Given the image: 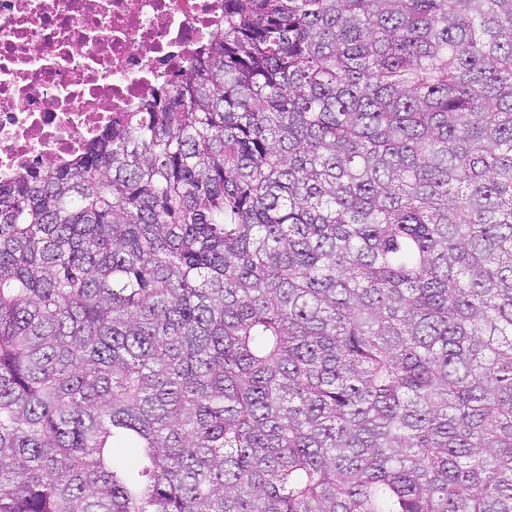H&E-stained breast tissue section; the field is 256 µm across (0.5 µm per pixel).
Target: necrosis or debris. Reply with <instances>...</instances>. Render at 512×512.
<instances>
[{"label":"necrosis or debris","instance_id":"1","mask_svg":"<svg viewBox=\"0 0 512 512\" xmlns=\"http://www.w3.org/2000/svg\"><path fill=\"white\" fill-rule=\"evenodd\" d=\"M224 28V0H0V184L79 157Z\"/></svg>","mask_w":512,"mask_h":512}]
</instances>
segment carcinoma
I'll return each instance as SVG.
<instances>
[{
  "label": "carcinoma",
  "instance_id": "1",
  "mask_svg": "<svg viewBox=\"0 0 512 512\" xmlns=\"http://www.w3.org/2000/svg\"><path fill=\"white\" fill-rule=\"evenodd\" d=\"M0 512H512V0H224L0 184Z\"/></svg>",
  "mask_w": 512,
  "mask_h": 512
}]
</instances>
